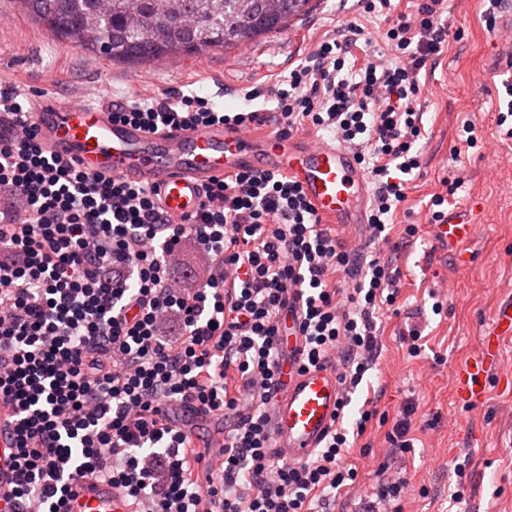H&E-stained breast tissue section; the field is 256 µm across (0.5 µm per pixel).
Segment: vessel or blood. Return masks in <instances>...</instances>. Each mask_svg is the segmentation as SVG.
<instances>
[{
  "instance_id": "1",
  "label": "vessel or blood",
  "mask_w": 512,
  "mask_h": 512,
  "mask_svg": "<svg viewBox=\"0 0 512 512\" xmlns=\"http://www.w3.org/2000/svg\"><path fill=\"white\" fill-rule=\"evenodd\" d=\"M32 119L51 152L92 174L130 178L157 188L163 209L176 222L187 223L204 201L211 180L245 169L285 174L305 190L317 215L337 227L367 221L368 175L353 153L333 143H309L274 132L247 133L215 124L196 131L150 133L113 122L99 105H76L52 98L37 101ZM474 206L449 213L433 225L440 241L458 247V261L467 264L464 247L478 230ZM288 358L283 386L273 405V449L284 459L303 462L319 448L338 414L340 389L329 366L303 364L298 308L285 320ZM512 339V299L501 302L478 354L455 370V395L468 405L481 403L488 384L512 389V377L495 375V360ZM16 478L13 442L0 433V500L9 497ZM68 512H132L126 497L109 482L95 481L75 492Z\"/></svg>"
}]
</instances>
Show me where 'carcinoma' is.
<instances>
[{
  "label": "carcinoma",
  "instance_id": "1",
  "mask_svg": "<svg viewBox=\"0 0 512 512\" xmlns=\"http://www.w3.org/2000/svg\"><path fill=\"white\" fill-rule=\"evenodd\" d=\"M310 0H20L30 18L70 48L112 62L142 63L167 56L238 49L280 31ZM137 9V27L127 17Z\"/></svg>",
  "mask_w": 512,
  "mask_h": 512
}]
</instances>
